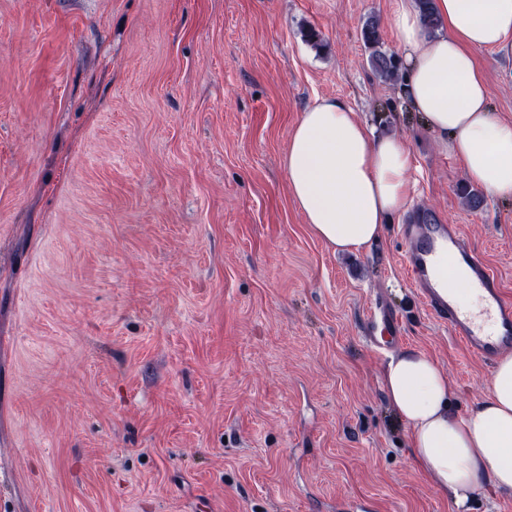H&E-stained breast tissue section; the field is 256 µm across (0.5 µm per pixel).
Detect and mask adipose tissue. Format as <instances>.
I'll list each match as a JSON object with an SVG mask.
<instances>
[{
  "label": "adipose tissue",
  "instance_id": "ef3b65f1",
  "mask_svg": "<svg viewBox=\"0 0 512 512\" xmlns=\"http://www.w3.org/2000/svg\"><path fill=\"white\" fill-rule=\"evenodd\" d=\"M441 34L427 36L415 0H396V45L406 60L404 93L428 128L449 139L469 182L512 198V122L490 108L478 55L512 54V0H434ZM412 157L397 136L357 118L342 99L319 97L297 123L283 157L289 191L313 233L339 251L378 239L410 203ZM390 403L406 427L416 464L471 512L480 490L512 491V357L502 358L484 400L452 408L447 374L409 350L384 372Z\"/></svg>",
  "mask_w": 512,
  "mask_h": 512
}]
</instances>
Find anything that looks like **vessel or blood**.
I'll use <instances>...</instances> for the list:
<instances>
[{
    "label": "vessel or blood",
    "mask_w": 512,
    "mask_h": 512,
    "mask_svg": "<svg viewBox=\"0 0 512 512\" xmlns=\"http://www.w3.org/2000/svg\"><path fill=\"white\" fill-rule=\"evenodd\" d=\"M415 209L400 227L406 243L403 265L418 305L447 328L465 350L485 365L512 353V297L484 256L459 231L439 218L423 220ZM463 267L479 304L464 306L445 285L448 263ZM403 315L387 301L375 300L361 323L366 343L377 352L394 346L401 336Z\"/></svg>",
    "instance_id": "obj_1"
}]
</instances>
